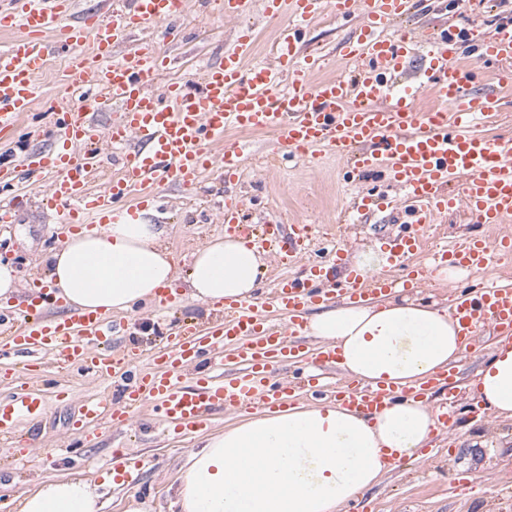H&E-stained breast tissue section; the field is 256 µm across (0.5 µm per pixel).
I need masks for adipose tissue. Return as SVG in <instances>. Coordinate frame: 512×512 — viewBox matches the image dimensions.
Segmentation results:
<instances>
[{
  "label": "adipose tissue",
  "instance_id": "adipose-tissue-1",
  "mask_svg": "<svg viewBox=\"0 0 512 512\" xmlns=\"http://www.w3.org/2000/svg\"><path fill=\"white\" fill-rule=\"evenodd\" d=\"M152 211L69 234L49 257L47 281L67 306L102 313L150 307L178 277L160 249L165 233ZM259 244L228 234L199 249L187 296L217 304L254 295L262 273ZM305 333L332 343L337 365L362 383L399 387L449 368L463 346L447 308L405 290L372 304L349 301L309 317ZM485 411L512 419V340L496 341L470 384ZM430 404L408 400L365 417L342 403L257 411L209 437L180 468V512H337L375 485L389 467L417 458L437 429ZM88 481L60 478L26 495L20 512H103Z\"/></svg>",
  "mask_w": 512,
  "mask_h": 512
}]
</instances>
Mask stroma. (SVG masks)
I'll list each match as a JSON object with an SVG mask.
<instances>
[{"label": "stroma", "instance_id": "35a3bbf8", "mask_svg": "<svg viewBox=\"0 0 512 512\" xmlns=\"http://www.w3.org/2000/svg\"><path fill=\"white\" fill-rule=\"evenodd\" d=\"M404 26L428 35L445 28L460 34L478 27L493 34L502 26L512 27V0H482L472 7L467 0H431L430 6L404 19ZM183 37L163 43L171 66L161 82L181 78L186 69L203 72L223 59L235 46L240 28L255 31L248 62L273 65L276 58L278 20L267 16L262 7L241 19L227 20L216 0H187L178 21ZM357 18H336L331 12L312 20L305 28L298 47L300 55L315 54L324 60L320 77L348 75L341 58L343 45L355 32ZM67 59L56 52L38 77L43 98L19 120L10 135L0 137V158L18 163L24 150L48 146L47 133L53 127V106L61 95ZM477 91L493 93L495 110L478 128L493 138H512V89L497 88L492 76H484ZM227 141L244 146L236 191L243 201L244 223L261 225L273 219L284 225L308 224L312 227L311 259H319L326 239H334L345 257L367 248H377L381 236L400 230L410 218L404 209L369 216L366 222L347 225L341 235L331 233L332 225L356 197L384 192L401 198L402 190L393 183L387 161L367 171L348 174L341 157L323 151L311 158L288 161L274 152V136L269 132L231 130ZM224 201V178L218 170L205 172L191 190L179 183H168L163 190V207L155 211L154 221L165 228L162 244L176 258L181 271H188L191 254L211 236L223 233L216 207ZM512 233V222L494 229L473 223L464 211L440 216L426 231V244L415 261L426 264L435 252L448 249L460 240L495 237L497 232ZM53 220L30 208H22L16 224L0 232V263L13 265L20 284L43 276L48 257L58 246ZM130 336L102 339L99 349L110 353L127 342H135L151 355L164 349L175 320L208 325L212 320L208 306L186 301L169 315L141 309L130 312ZM498 335L485 328L473 347L462 354L455 371L454 393L458 415L449 431L436 436L420 459L399 463L381 482L367 490L369 512H512V420H497L487 411L473 412L468 386L477 370L488 360ZM53 386L43 389L47 408L35 426V446L23 455L0 446V512H18L20 498L41 484L61 475H74L101 483L110 472L113 449L123 448L146 461L134 485L107 489V512H125L128 490L139 499H152L160 512H171L173 486L179 466L195 449L200 433L178 434L154 422L147 411H140L126 426L114 431L99 423L100 436L86 447H72L73 412L79 401L102 390L103 382L75 369L60 370L47 363ZM64 391L67 401L55 398Z\"/></svg>", "mask_w": 512, "mask_h": 512}]
</instances>
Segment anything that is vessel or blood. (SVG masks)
<instances>
[{
    "label": "vessel or blood",
    "mask_w": 512,
    "mask_h": 512,
    "mask_svg": "<svg viewBox=\"0 0 512 512\" xmlns=\"http://www.w3.org/2000/svg\"><path fill=\"white\" fill-rule=\"evenodd\" d=\"M259 1L267 15L282 22L276 66H246L254 40L252 28L246 27L221 64L200 78L167 83L158 92L154 85L166 66L164 52L150 42L128 52L123 46L134 31L156 26L165 38L179 37L173 21L184 12V0H103L99 14L76 12V0H0V31L13 35L0 52V134L13 129L38 100L37 78L51 55L48 38L70 51V93L57 107L51 144L20 158L28 179L49 177L37 206L56 214L61 234L145 210L167 183L192 188L214 166L223 170L225 184H234L243 150L225 142L231 129L273 132L275 152L282 157L304 158L325 149L344 157L354 172L387 159L393 181L413 203V222L382 243L384 272L343 269L342 252L327 248L304 277L280 278L267 297L225 302L222 319L208 332L181 326L169 335L165 352L154 355L152 369L139 374L134 368L143 354L137 346L108 355L98 349L115 328L112 318L65 307L47 284L33 282L26 313L0 328V344L25 354L53 355L107 382V390L78 408L73 428L83 441H91L92 425L106 420L118 428L143 408L173 429L196 432L218 412L256 405L281 408L294 389L318 391L314 375L289 381L276 377L280 366L307 358L328 367L337 362L332 345H320L308 355L292 342L302 334L311 306L336 298L371 303L399 283L420 287L426 272L411 260L429 224L456 206H464L478 224L494 227L512 220V139L491 140L473 130V117L490 115L495 99L473 92L477 67L457 61L464 45H474L480 59L502 62L498 83L511 87L512 29L489 38L474 29L463 41L444 30L426 39L413 29L385 35L390 22L415 12L418 0H368L364 6L358 0H224L222 12L239 19ZM327 8L339 16L360 13L361 20L343 47L351 75L319 80L317 58L300 56L296 42L299 26ZM420 50L425 53L423 81L396 84ZM424 92L436 99L435 110L418 111ZM111 110L115 119L100 127L99 113ZM99 142L120 151L121 169L94 190L90 177L103 169L95 148ZM452 182L461 183L460 196L445 194ZM239 209V198L225 195L224 231L246 238L250 232L238 222ZM265 232L284 241L276 253L279 265L307 255L306 225L285 230L269 224ZM511 252L512 236L504 234L492 241L464 240L438 258L478 272L495 256ZM47 307L56 308V315H44ZM269 307L287 318L286 326L268 322L264 311ZM448 310L463 340H471L489 322L512 334V288L477 284L457 292ZM449 379L442 372L401 390L351 379L337 387L336 396L345 407L371 416L400 398L431 397ZM45 409V400L33 391L0 401V435H10V447H22L12 430L21 418L37 420ZM139 467V459L113 449L114 478H132Z\"/></svg>",
    "instance_id": "1"
}]
</instances>
